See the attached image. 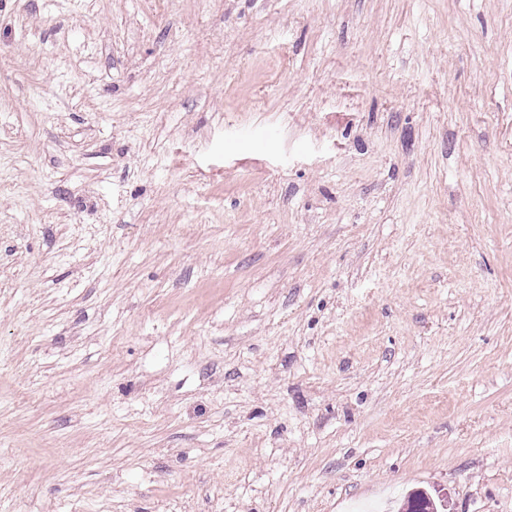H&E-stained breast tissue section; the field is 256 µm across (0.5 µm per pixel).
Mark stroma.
<instances>
[{"instance_id":"stroma-1","label":"stroma","mask_w":512,"mask_h":512,"mask_svg":"<svg viewBox=\"0 0 512 512\" xmlns=\"http://www.w3.org/2000/svg\"><path fill=\"white\" fill-rule=\"evenodd\" d=\"M512 512V0L0 5V512Z\"/></svg>"}]
</instances>
